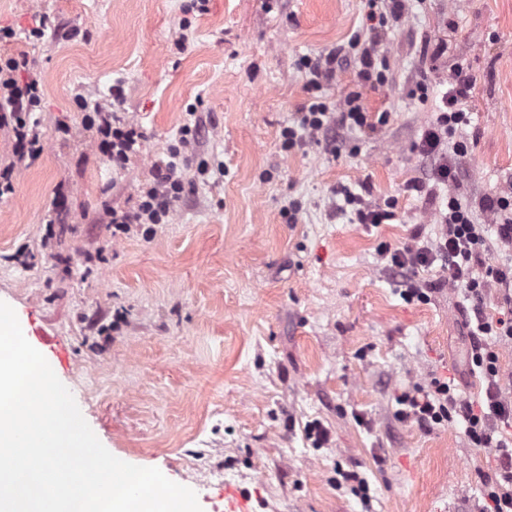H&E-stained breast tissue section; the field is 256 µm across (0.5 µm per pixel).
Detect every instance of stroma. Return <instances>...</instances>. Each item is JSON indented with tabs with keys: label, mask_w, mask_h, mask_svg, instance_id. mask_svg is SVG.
Segmentation results:
<instances>
[{
	"label": "stroma",
	"mask_w": 512,
	"mask_h": 512,
	"mask_svg": "<svg viewBox=\"0 0 512 512\" xmlns=\"http://www.w3.org/2000/svg\"><path fill=\"white\" fill-rule=\"evenodd\" d=\"M369 11L370 0H209L203 12L193 0H0V27L19 35L0 51L26 53L44 88V151L0 198V301L54 338L51 367L106 449L193 489L202 512H481L498 472L462 418H399L398 397L432 379L475 406L484 384L464 292L407 301L388 264L434 235L445 206V190L406 186L430 174L416 144L455 67L475 90L454 191L482 224V202L512 193V0H409L375 39L384 83H361L354 61L312 89L299 59L371 37ZM41 20L44 37L28 38ZM351 93L374 128L283 147L312 102ZM78 95L142 127L125 169L99 151ZM186 124L199 132L171 223H108ZM344 186L392 205L394 220L359 223ZM344 472L367 481L368 500Z\"/></svg>",
	"instance_id": "obj_1"
}]
</instances>
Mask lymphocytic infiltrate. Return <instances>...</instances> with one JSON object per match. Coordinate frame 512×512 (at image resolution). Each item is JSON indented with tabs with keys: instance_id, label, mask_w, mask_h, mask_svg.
I'll return each instance as SVG.
<instances>
[{
	"instance_id": "obj_1",
	"label": "lymphocytic infiltrate",
	"mask_w": 512,
	"mask_h": 512,
	"mask_svg": "<svg viewBox=\"0 0 512 512\" xmlns=\"http://www.w3.org/2000/svg\"><path fill=\"white\" fill-rule=\"evenodd\" d=\"M356 57L359 76L366 82H383L385 73L370 48L353 38L327 54L304 57L300 65L310 76L309 84L322 87L329 83L348 57ZM32 64L23 54H0V130H7L12 144L10 162L0 168V196L13 190V175L18 165L36 158L41 150L39 121L35 113L41 110L43 88L31 72ZM474 90L472 78L463 67H456L448 79V88L441 97L434 121L424 130L417 145L424 156L432 160L430 178L435 185L448 187L444 211L439 214V230L434 240L411 243L390 257L392 269L405 283L407 300L428 301L430 288L419 277L420 270L439 266L444 284L464 289L472 305L467 326L479 342L471 351V361L486 381L485 400L480 410H473L457 399L447 382L434 380L430 389H417L400 396L401 417L429 426L461 416L465 435L478 448H492L499 454L501 477L483 485L484 512H512V388H506L499 364L497 344H512V267L503 268L489 262L493 246L512 249V195L491 201L487 209L496 220L493 226L476 223L473 211L463 204L450 187L457 180L454 156L464 155L465 143L457 141L456 133L469 124L466 104ZM84 123L96 128L102 140L100 149L113 167L124 168L132 157L139 155L145 135L134 123H113L111 113L94 107L85 113ZM197 127L183 126L180 146L171 152L168 162L154 165L152 183L142 186L135 208L109 209L110 223L167 224L174 208L185 192V184L177 173L176 157L182 146L197 135ZM498 290L505 311L497 318L489 317L484 308L488 290Z\"/></svg>"
}]
</instances>
